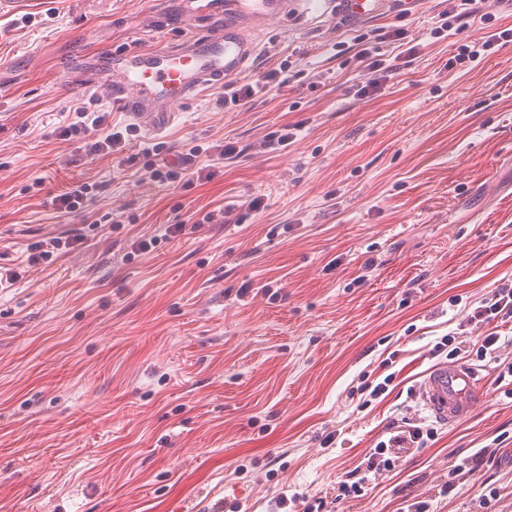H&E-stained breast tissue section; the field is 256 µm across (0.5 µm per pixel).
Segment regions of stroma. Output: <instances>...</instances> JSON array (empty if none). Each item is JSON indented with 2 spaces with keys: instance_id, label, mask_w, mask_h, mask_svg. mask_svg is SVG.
Returning <instances> with one entry per match:
<instances>
[{
  "instance_id": "1",
  "label": "stroma",
  "mask_w": 512,
  "mask_h": 512,
  "mask_svg": "<svg viewBox=\"0 0 512 512\" xmlns=\"http://www.w3.org/2000/svg\"><path fill=\"white\" fill-rule=\"evenodd\" d=\"M203 4L22 0L0 16V266L20 274L0 289V512H305L317 499L400 512L414 497L472 512L487 480L512 512V399L488 361L466 418L362 497L336 499L378 437L427 419L414 389L435 343L512 284V42L448 65L512 28V6L484 0L463 32L434 38L447 0L353 25L297 0L252 30L258 51L236 79L281 70L289 84L242 107L205 88L162 132L139 130L119 166L62 139L91 98L106 126L130 122L87 81L96 52L179 48L222 24ZM359 36L399 56L366 94ZM289 126L288 146L268 148ZM146 143L202 179L147 180ZM193 144L234 152L190 159ZM74 181L100 183L91 209L123 223L53 209ZM255 198L246 223L187 225ZM177 222L185 231L162 238ZM48 237L75 248L28 267L27 244ZM389 374L390 394L362 407V379ZM495 440V458L439 496L449 464ZM500 40L504 42H512V29H505L499 33L493 34L489 39L482 41L481 43L471 42L473 45L463 44L460 47V53L456 55V63L459 62V64H462L467 61L474 63L479 61L482 56L492 49L494 43Z\"/></svg>"
}]
</instances>
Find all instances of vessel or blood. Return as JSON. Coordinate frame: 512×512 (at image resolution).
Returning <instances> with one entry per match:
<instances>
[{
  "instance_id": "vessel-or-blood-1",
  "label": "vessel or blood",
  "mask_w": 512,
  "mask_h": 512,
  "mask_svg": "<svg viewBox=\"0 0 512 512\" xmlns=\"http://www.w3.org/2000/svg\"><path fill=\"white\" fill-rule=\"evenodd\" d=\"M323 11L346 21L380 15L391 0H318ZM224 25L179 50H104L95 57V73L111 77L109 93L152 132L162 131L201 85L242 74L257 51L245 32L253 20L280 16L288 0H210ZM482 392L478 372L464 364L439 363L419 383L416 397L438 423L451 424L470 414Z\"/></svg>"
}]
</instances>
